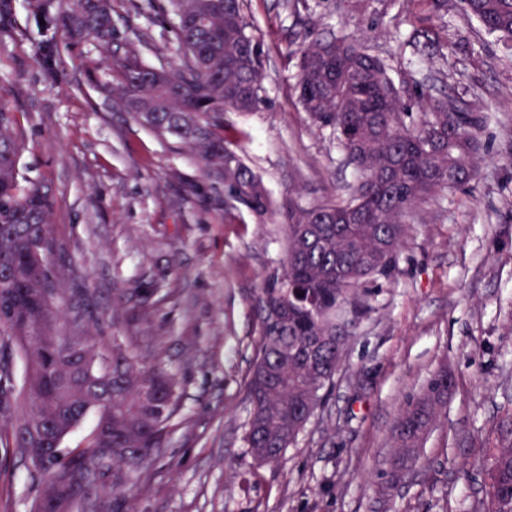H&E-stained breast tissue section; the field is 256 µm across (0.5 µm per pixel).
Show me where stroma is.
<instances>
[{"mask_svg":"<svg viewBox=\"0 0 512 512\" xmlns=\"http://www.w3.org/2000/svg\"><path fill=\"white\" fill-rule=\"evenodd\" d=\"M112 4L111 45L60 39L54 80L26 0H11L0 25V104L26 135L21 175L55 187L66 302L97 317L96 351L122 345L180 386V423L110 512H471L488 481L486 448L512 433V48L460 0H245L265 53V103L227 113L224 136L273 206L336 201L359 179L298 102L308 26L388 59L402 89L487 116L471 188L409 217L397 272L366 283L369 309L323 408L279 463L259 467L243 442L251 296L285 256L282 225L225 206L195 155L114 108L103 58L174 64L180 46L152 0ZM443 365L456 381L447 406L405 482L377 501L393 426ZM41 488L23 450L0 447V512H31Z\"/></svg>","mask_w":512,"mask_h":512,"instance_id":"obj_1","label":"stroma"}]
</instances>
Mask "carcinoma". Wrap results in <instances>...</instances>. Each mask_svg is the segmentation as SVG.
<instances>
[{"instance_id":"obj_1","label":"carcinoma","mask_w":512,"mask_h":512,"mask_svg":"<svg viewBox=\"0 0 512 512\" xmlns=\"http://www.w3.org/2000/svg\"><path fill=\"white\" fill-rule=\"evenodd\" d=\"M468 18L512 44V0H461ZM44 19L37 47L46 77L57 76L56 34L75 43L112 42V0H29ZM180 63L168 69L137 57L107 64L117 105L162 136L185 144L216 179L228 199L262 218L271 200L258 175L224 140V113L253 112L261 95L265 59L248 31L242 0H170ZM297 84L302 109L330 128L359 173L341 202L281 206L286 254L253 298L260 340L246 383L249 412L246 453L258 465L278 462L320 408L368 309L362 285L392 276L407 232L406 217L444 189L465 187L476 174L477 133L485 115L450 98L416 92L414 113L386 60L346 37H316L300 47ZM26 146L12 112L0 106V446L22 448L44 487L53 490L41 512H82L94 488L117 497L181 417L176 378L137 367L115 345L105 358L89 342L66 348L56 333L63 311L61 278L51 261V191L25 184L19 159ZM42 240L39 256L29 243ZM55 277L56 298L39 289ZM44 336L39 348L25 336ZM25 360L17 387L12 356ZM455 387L448 367L435 370L422 394L397 420L392 471L376 490L397 485L407 463L440 417ZM96 425L84 446L62 450V438L90 411ZM58 454L36 458L35 449ZM130 448H146L139 456ZM488 483L479 512H512V438L487 453Z\"/></svg>"}]
</instances>
